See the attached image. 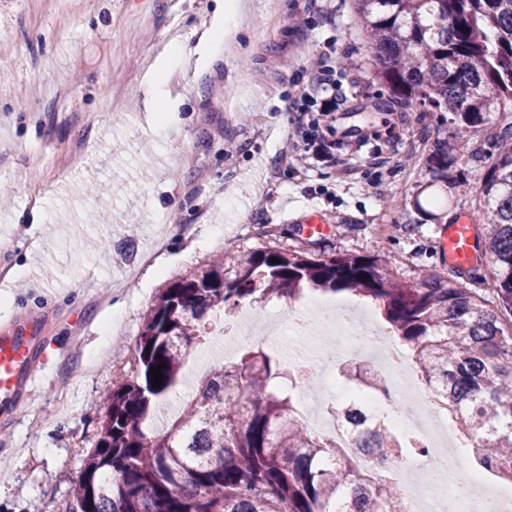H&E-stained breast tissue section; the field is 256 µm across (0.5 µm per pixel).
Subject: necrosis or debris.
<instances>
[{"label":"necrosis or debris","instance_id":"4bbe7bcc","mask_svg":"<svg viewBox=\"0 0 512 512\" xmlns=\"http://www.w3.org/2000/svg\"><path fill=\"white\" fill-rule=\"evenodd\" d=\"M283 334L316 336L321 342L343 350V363H359L369 377L394 389L396 399L384 405L370 389L347 386L336 376H328L330 403L354 405L359 417L368 422H385L406 437L430 448L429 466L420 459L394 454L386 461L357 450L358 430L350 418L340 417L329 406L307 418V425L354 452L361 468L394 476L405 492L407 512H512V491H491L481 476H465L464 456L446 457L438 450L455 444L458 433L442 415L425 388L412 382V363L404 349L391 336L374 331L367 318L354 311L310 308L292 309L289 316L273 314Z\"/></svg>","mask_w":512,"mask_h":512}]
</instances>
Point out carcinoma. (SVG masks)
<instances>
[{"mask_svg": "<svg viewBox=\"0 0 512 512\" xmlns=\"http://www.w3.org/2000/svg\"><path fill=\"white\" fill-rule=\"evenodd\" d=\"M353 2L377 62L374 77L406 106L451 113L460 136L512 112V0ZM496 139L481 182L484 223L475 228L493 266L495 301L458 287L451 267L408 284L366 256L218 254L173 282L146 313L137 369L108 394L72 512H406L392 477L358 469L345 449L302 423L293 373L260 348L213 369L164 430L148 426L216 317L245 301L290 303L307 291L372 301L420 383L477 439L469 472L512 483V321H503L512 317V126ZM454 163L448 144L436 145L431 174L446 192L457 188L448 180ZM160 364L155 387L149 370ZM358 447L383 459L424 456L383 424Z\"/></svg>", "mask_w": 512, "mask_h": 512, "instance_id": "carcinoma-1", "label": "carcinoma"}]
</instances>
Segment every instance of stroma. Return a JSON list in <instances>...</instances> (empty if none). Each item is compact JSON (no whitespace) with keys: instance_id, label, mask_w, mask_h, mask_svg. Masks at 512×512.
<instances>
[{"instance_id":"35a3bbf8","label":"stroma","mask_w":512,"mask_h":512,"mask_svg":"<svg viewBox=\"0 0 512 512\" xmlns=\"http://www.w3.org/2000/svg\"><path fill=\"white\" fill-rule=\"evenodd\" d=\"M249 3L229 50L205 40L223 22L218 0L0 5V325L42 314L48 358L23 415L0 426V512H68L107 395L135 367L147 310L217 252L362 255L416 284L444 268L440 224L482 221L484 169L470 155L512 113L455 137L448 113L404 108L374 79L352 0H333L332 22L310 0ZM187 34L197 52L170 77L176 110L151 125L163 53ZM324 49L344 95L337 133L370 137L308 170L281 148L306 59ZM392 142L390 167L363 176L366 157ZM439 142L455 157L449 179L465 186L435 222L416 203L430 195ZM295 201L328 219L326 234L288 223ZM224 360L223 337L193 349L183 394Z\"/></svg>"}]
</instances>
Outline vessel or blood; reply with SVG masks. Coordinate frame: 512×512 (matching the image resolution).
<instances>
[{
	"label": "vessel or blood",
	"mask_w": 512,
	"mask_h": 512,
	"mask_svg": "<svg viewBox=\"0 0 512 512\" xmlns=\"http://www.w3.org/2000/svg\"><path fill=\"white\" fill-rule=\"evenodd\" d=\"M438 249L462 275L476 264L474 233L469 222L439 229ZM42 323L28 317L0 327V421L13 422L32 394L36 373L46 366L41 348Z\"/></svg>",
	"instance_id": "obj_1"
}]
</instances>
